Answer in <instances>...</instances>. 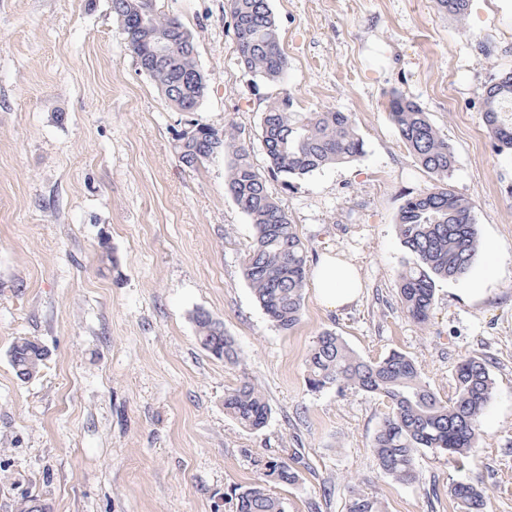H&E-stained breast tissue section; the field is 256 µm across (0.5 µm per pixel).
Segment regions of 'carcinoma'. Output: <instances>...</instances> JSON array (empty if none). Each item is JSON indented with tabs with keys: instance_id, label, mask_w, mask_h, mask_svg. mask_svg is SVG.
<instances>
[{
	"instance_id": "obj_1",
	"label": "carcinoma",
	"mask_w": 512,
	"mask_h": 512,
	"mask_svg": "<svg viewBox=\"0 0 512 512\" xmlns=\"http://www.w3.org/2000/svg\"><path fill=\"white\" fill-rule=\"evenodd\" d=\"M153 0H112V12L126 34L130 52L174 109L198 108L207 89V76L196 60L194 39L184 38L183 25L173 16L154 12ZM450 16H465L469 0H437ZM233 22L239 66L254 82L283 78L288 60L280 46L279 27L269 0H227ZM162 32L179 44L178 51L156 54V44L144 40L147 29ZM389 117L400 140L436 180L433 187L408 197L400 207L397 228L408 259L399 270L398 298L403 313L425 325L432 314L436 284L468 273L479 251L478 224L472 204L456 194L448 178L457 165L454 146L433 125L420 105L396 92ZM483 121L498 150L512 152V72L485 91ZM262 145L267 170L256 167L249 147L235 129L220 132L207 125L192 126L194 136H179L174 148L180 162L195 168L224 155L229 158L227 192L249 218L254 229L242 264L256 302L272 324L288 331L300 323L307 285L308 248L290 223L278 198L269 189L276 181L288 188L293 181L334 164H349L365 155L364 141L351 115L335 109L297 112L288 93L274 98L263 112ZM197 339L210 352L219 350L224 362L238 360L235 341L221 322L206 311L193 315ZM46 352L29 338L10 349V361L23 379L29 368H40ZM305 382L310 390H354L377 396L389 404L372 443L378 469L400 483L416 479L415 459L425 449L443 453L448 461L469 457L479 433V419L490 402L495 379L487 362L463 356L455 368V397L445 402L424 381L416 362L392 351L372 361L356 354L332 330L322 331L305 359ZM224 411L247 430H260L271 408L249 381L224 394ZM257 479L236 497V512H286L273 485H291L297 471L279 457L254 460ZM459 512H487L489 497L479 484L457 481L448 486ZM347 512H383L381 501L360 492L349 499Z\"/></svg>"
}]
</instances>
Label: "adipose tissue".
<instances>
[{"instance_id":"ef3b65f1","label":"adipose tissue","mask_w":512,"mask_h":512,"mask_svg":"<svg viewBox=\"0 0 512 512\" xmlns=\"http://www.w3.org/2000/svg\"><path fill=\"white\" fill-rule=\"evenodd\" d=\"M311 282L321 304L330 310L351 304L361 287L357 267L344 256L333 253L323 257L312 273Z\"/></svg>"}]
</instances>
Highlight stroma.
<instances>
[{
  "instance_id": "obj_1",
  "label": "stroma",
  "mask_w": 512,
  "mask_h": 512,
  "mask_svg": "<svg viewBox=\"0 0 512 512\" xmlns=\"http://www.w3.org/2000/svg\"><path fill=\"white\" fill-rule=\"evenodd\" d=\"M156 6L194 37L209 79L196 111L173 109L140 71L111 0H0V512L35 496L52 512H235L230 492L261 455L299 473L276 489L288 512H347L356 492L385 512H458L460 479L484 487L489 512H512V154L482 118L486 86L512 72V0H470L460 19L437 0H271L288 70L258 85L237 64L225 0ZM285 90L297 111L350 113L366 150L272 187L309 265L333 251L362 280L336 311L306 288L288 332L242 275L253 228L225 189L226 158L192 170L174 152L193 124L231 125L265 168L261 118ZM394 91L454 145L449 183L479 229L470 271L438 282L424 327L398 304L396 221L435 180L398 138ZM198 310L223 322L236 364L199 346ZM327 329L368 360L408 354L445 400L458 359H485L495 391L471 459L426 450L415 483L381 473L371 445L386 403L305 385ZM21 337L48 351L29 380L9 361ZM245 379L271 407L256 432L224 412Z\"/></svg>"
}]
</instances>
